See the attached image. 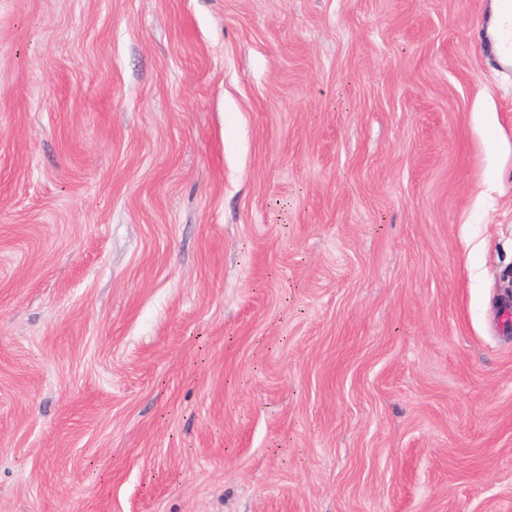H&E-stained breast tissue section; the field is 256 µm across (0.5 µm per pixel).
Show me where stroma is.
Instances as JSON below:
<instances>
[{
  "label": "stroma",
  "instance_id": "obj_1",
  "mask_svg": "<svg viewBox=\"0 0 512 512\" xmlns=\"http://www.w3.org/2000/svg\"><path fill=\"white\" fill-rule=\"evenodd\" d=\"M494 0H0V512H512Z\"/></svg>",
  "mask_w": 512,
  "mask_h": 512
}]
</instances>
